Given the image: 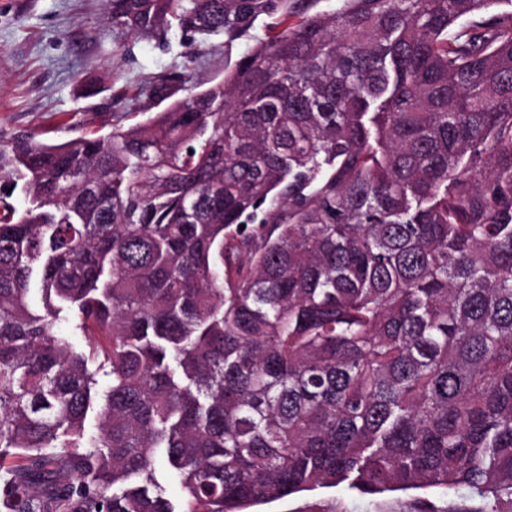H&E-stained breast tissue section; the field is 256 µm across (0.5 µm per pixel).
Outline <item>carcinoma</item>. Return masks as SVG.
<instances>
[{
	"instance_id": "1",
	"label": "carcinoma",
	"mask_w": 512,
	"mask_h": 512,
	"mask_svg": "<svg viewBox=\"0 0 512 512\" xmlns=\"http://www.w3.org/2000/svg\"><path fill=\"white\" fill-rule=\"evenodd\" d=\"M319 2L105 0L162 44L282 20L143 121L16 141L5 512H248L339 485L512 512V10L463 24L512 0ZM156 478L162 485L165 496L174 504L176 508L181 505L180 487L176 481L170 478L168 465L165 459L159 457L155 461Z\"/></svg>"
}]
</instances>
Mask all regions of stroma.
Masks as SVG:
<instances>
[{"label": "stroma", "mask_w": 512, "mask_h": 512, "mask_svg": "<svg viewBox=\"0 0 512 512\" xmlns=\"http://www.w3.org/2000/svg\"><path fill=\"white\" fill-rule=\"evenodd\" d=\"M101 11L102 0H0V152L32 133L61 142L145 119L161 106L141 88L162 76L171 77L175 99L188 86L207 88L250 44L245 36H215L201 45L177 30L164 45L124 38L99 24ZM417 499L412 491L362 496L321 488L266 504L264 512H418Z\"/></svg>", "instance_id": "35a3bbf8"}]
</instances>
